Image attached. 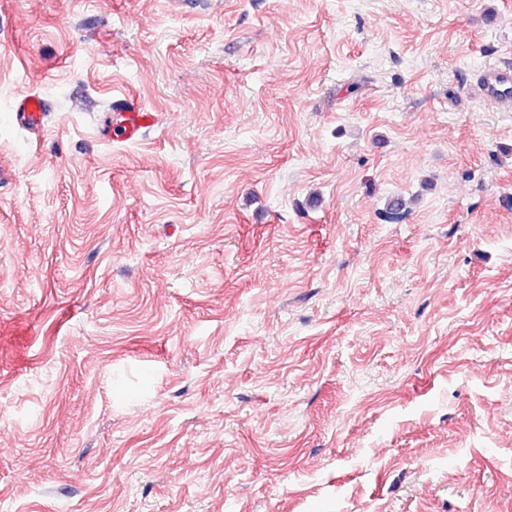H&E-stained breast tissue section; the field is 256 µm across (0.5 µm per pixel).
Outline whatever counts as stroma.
Instances as JSON below:
<instances>
[{"instance_id": "35a3bbf8", "label": "stroma", "mask_w": 512, "mask_h": 512, "mask_svg": "<svg viewBox=\"0 0 512 512\" xmlns=\"http://www.w3.org/2000/svg\"><path fill=\"white\" fill-rule=\"evenodd\" d=\"M492 67L512 0H0V512H512ZM51 110L50 105L33 91L18 96L12 112L16 124L23 130L37 134L45 125ZM112 104L116 107L111 114L98 121L100 135L112 142L136 143L161 122L159 112L146 109L133 95H115Z\"/></svg>"}]
</instances>
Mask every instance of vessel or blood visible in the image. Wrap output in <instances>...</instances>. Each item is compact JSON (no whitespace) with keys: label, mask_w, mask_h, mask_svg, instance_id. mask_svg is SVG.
Masks as SVG:
<instances>
[{"label":"vessel or blood","mask_w":512,"mask_h":512,"mask_svg":"<svg viewBox=\"0 0 512 512\" xmlns=\"http://www.w3.org/2000/svg\"><path fill=\"white\" fill-rule=\"evenodd\" d=\"M480 91L486 101L497 104L512 98V72L488 70L481 82ZM111 114L100 117L98 131L104 138L116 143L138 142L148 131L161 122L159 113L146 109L139 99L130 94L113 96ZM50 105L38 93L28 92L18 96L12 112L16 124L30 133L43 128Z\"/></svg>","instance_id":"b4317fda"}]
</instances>
